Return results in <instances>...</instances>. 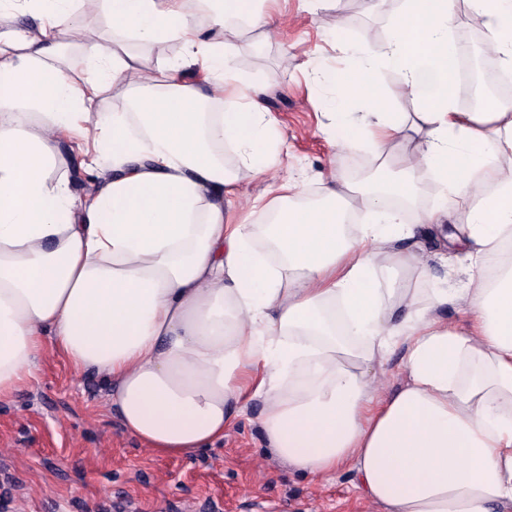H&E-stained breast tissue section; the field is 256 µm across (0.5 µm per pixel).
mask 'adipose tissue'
<instances>
[{
	"label": "adipose tissue",
	"instance_id": "obj_1",
	"mask_svg": "<svg viewBox=\"0 0 512 512\" xmlns=\"http://www.w3.org/2000/svg\"><path fill=\"white\" fill-rule=\"evenodd\" d=\"M0 31V402L38 380L52 350L100 376L124 429L190 457L224 437L248 401L263 440L289 469H346L381 512H512V270L487 258L512 241V104L457 107L456 0H403L384 41L348 46L346 69L312 63L316 84L362 102L340 148H369L383 189L333 174L318 203L278 179V152L256 92L225 63L244 29H269L262 0H217L199 24L185 0H100L117 38L73 40L77 0H10ZM487 48L512 72V0H467ZM184 52L143 67L129 42ZM200 78L184 80L185 68ZM85 70L89 79L76 80ZM396 72L425 126L411 134L382 71ZM122 90L115 112L103 86ZM91 141L93 189L77 195L55 133ZM233 153L226 163L225 153ZM432 174L467 219L456 287L394 288L388 250L417 227L445 231L447 207L415 223L388 209ZM277 186L252 224L224 219L238 183ZM361 213L365 223L348 225ZM456 306L465 324L440 312ZM402 350L405 377L377 396L374 366Z\"/></svg>",
	"mask_w": 512,
	"mask_h": 512
}]
</instances>
